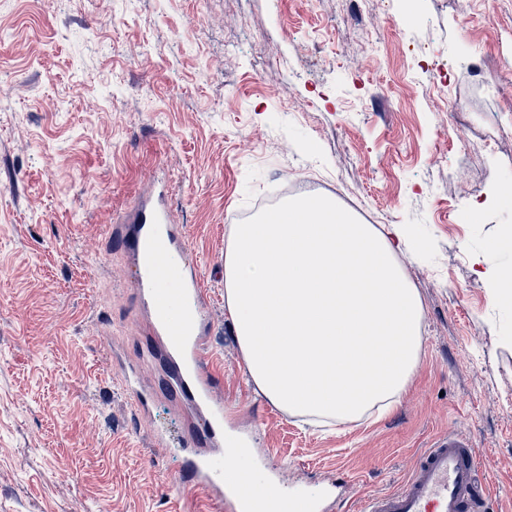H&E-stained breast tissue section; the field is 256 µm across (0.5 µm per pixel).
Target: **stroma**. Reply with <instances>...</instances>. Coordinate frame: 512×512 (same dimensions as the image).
<instances>
[{
	"mask_svg": "<svg viewBox=\"0 0 512 512\" xmlns=\"http://www.w3.org/2000/svg\"><path fill=\"white\" fill-rule=\"evenodd\" d=\"M361 7L363 25L350 0H0V512H212L172 487L183 448L151 439L190 412L159 392L112 232L157 179L210 301L227 425L257 435L275 491L342 480L335 512H356L459 429L512 512V305L480 276L512 268L490 246L512 231V0ZM292 183L413 242L397 254L422 305L411 384L333 432L249 380L224 300L228 225ZM127 364L148 415L119 385Z\"/></svg>",
	"mask_w": 512,
	"mask_h": 512,
	"instance_id": "obj_1",
	"label": "stroma"
}]
</instances>
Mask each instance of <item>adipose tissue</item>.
Listing matches in <instances>:
<instances>
[{"mask_svg":"<svg viewBox=\"0 0 512 512\" xmlns=\"http://www.w3.org/2000/svg\"><path fill=\"white\" fill-rule=\"evenodd\" d=\"M405 235L301 196L227 227L224 292L249 377L273 404L324 423L391 413L422 345Z\"/></svg>","mask_w":512,"mask_h":512,"instance_id":"obj_1","label":"adipose tissue"}]
</instances>
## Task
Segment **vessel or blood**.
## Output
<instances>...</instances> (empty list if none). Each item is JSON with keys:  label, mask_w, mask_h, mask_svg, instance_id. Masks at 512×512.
I'll list each match as a JSON object with an SVG mask.
<instances>
[{"label": "vessel or blood", "mask_w": 512, "mask_h": 512, "mask_svg": "<svg viewBox=\"0 0 512 512\" xmlns=\"http://www.w3.org/2000/svg\"><path fill=\"white\" fill-rule=\"evenodd\" d=\"M132 222L124 238L134 256L129 276L165 359L161 388L195 412L193 425L180 439L194 455L188 480L207 490L222 512H247L252 485L226 475L225 409L213 398L218 387L210 347L213 324L198 263L169 220L165 196L142 200ZM121 383L134 407L145 411L148 400L136 373L124 371ZM488 498L477 449L452 430L417 455L411 476L399 488L369 496L364 512H485Z\"/></svg>", "instance_id": "1"}]
</instances>
